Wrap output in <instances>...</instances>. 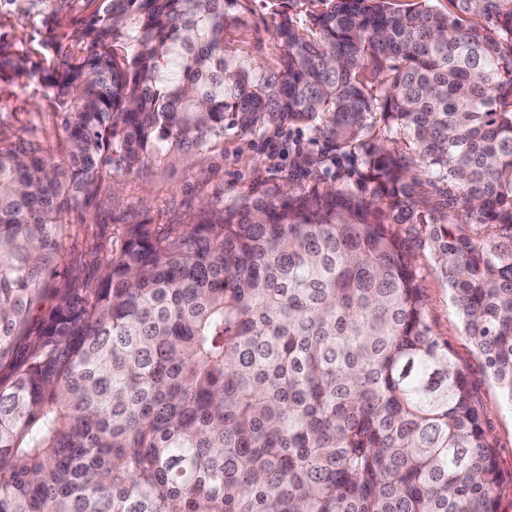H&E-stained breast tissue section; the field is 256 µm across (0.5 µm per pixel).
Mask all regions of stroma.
I'll return each instance as SVG.
<instances>
[{
  "label": "stroma",
  "instance_id": "35a3bbf8",
  "mask_svg": "<svg viewBox=\"0 0 512 512\" xmlns=\"http://www.w3.org/2000/svg\"><path fill=\"white\" fill-rule=\"evenodd\" d=\"M247 29L227 31L224 47L257 66L271 68L279 53L276 18L267 0H250L245 11ZM0 33L9 34L17 47L32 59H40L49 33L39 18L16 12H0ZM39 80L0 85V139L24 144L55 159L65 157L66 135ZM323 140L310 129L288 122H267L257 130L226 124L224 142L198 154L192 165H173L123 175L118 185H103L97 195L72 212L58 239L57 283L96 280L100 267L133 224H190L203 210L223 206L241 195L263 196L287 185L299 191L308 186L336 185L337 174L352 172L351 158L323 155ZM315 165H307V158ZM394 232L411 253L419 271L435 335L447 339L464 370L497 449L501 474L500 512H512V404L473 351L462 318L452 303L448 285L408 224Z\"/></svg>",
  "mask_w": 512,
  "mask_h": 512
}]
</instances>
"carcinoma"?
Masks as SVG:
<instances>
[{
    "instance_id": "cac0c4a2",
    "label": "carcinoma",
    "mask_w": 512,
    "mask_h": 512,
    "mask_svg": "<svg viewBox=\"0 0 512 512\" xmlns=\"http://www.w3.org/2000/svg\"><path fill=\"white\" fill-rule=\"evenodd\" d=\"M87 2L49 66L0 34V84L38 78L68 142L61 163L0 143V512H499L496 448L392 226L512 402V0H319L306 27L268 0L269 74L226 54L239 0ZM228 112L361 151L358 180L135 224L96 285L45 288L70 211L224 141ZM421 172L468 222L420 207Z\"/></svg>"
}]
</instances>
